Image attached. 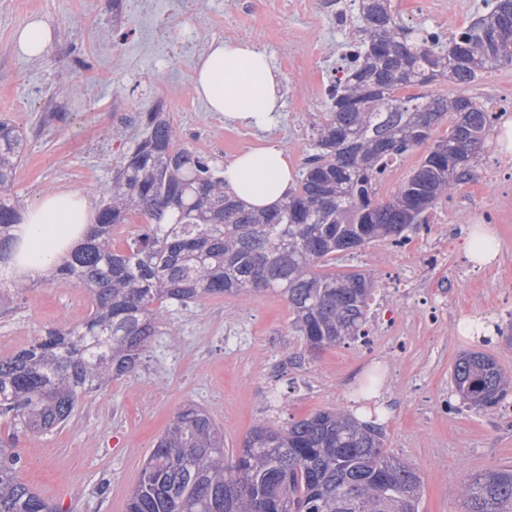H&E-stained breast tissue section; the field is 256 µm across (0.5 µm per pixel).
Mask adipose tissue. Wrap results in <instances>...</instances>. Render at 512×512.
I'll return each mask as SVG.
<instances>
[{
  "label": "adipose tissue",
  "mask_w": 512,
  "mask_h": 512,
  "mask_svg": "<svg viewBox=\"0 0 512 512\" xmlns=\"http://www.w3.org/2000/svg\"><path fill=\"white\" fill-rule=\"evenodd\" d=\"M195 95L226 122L251 128L273 124L282 107L280 78L265 51L248 40H215L199 56L192 76ZM295 164L280 145L267 142L241 152L224 166V183L256 209L280 205L295 187ZM96 215L88 198L56 191L28 206L14 230L17 254L8 274L38 279L82 241Z\"/></svg>",
  "instance_id": "ef3b65f1"
}]
</instances>
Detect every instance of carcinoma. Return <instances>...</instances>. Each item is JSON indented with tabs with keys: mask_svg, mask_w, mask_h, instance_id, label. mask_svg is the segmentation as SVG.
Here are the masks:
<instances>
[{
	"mask_svg": "<svg viewBox=\"0 0 512 512\" xmlns=\"http://www.w3.org/2000/svg\"><path fill=\"white\" fill-rule=\"evenodd\" d=\"M448 42L412 34L393 0H360L359 52L312 126L316 149L298 184L270 211L248 210L224 190L221 167L178 144L179 130L145 113L146 136L116 171L86 240L54 279L86 292L87 319L48 328L0 356V418L15 430L48 431L83 398L133 372L151 338L171 327L166 304L277 291L291 331L312 351L366 335L376 281L365 273L326 274L336 243L393 242L472 175V144L485 145L489 111L460 92L491 70L512 68V0ZM448 123V135L428 143ZM429 145L427 155L383 200L375 181L387 163ZM26 146L22 130L0 121V271L13 254L19 208L10 189ZM138 216L141 233L125 248L114 229ZM32 287L0 277V306ZM451 382L463 405L484 410L509 396L512 379L493 356L461 353ZM384 432L345 408L318 411L274 428L259 424L235 457L224 430L202 409L177 412L145 462L126 512H419L422 478L384 448ZM464 512H512V468L469 477ZM0 512H54L21 481L19 459L0 438Z\"/></svg>",
	"mask_w": 512,
	"mask_h": 512,
	"instance_id": "carcinoma-1",
	"label": "carcinoma"
}]
</instances>
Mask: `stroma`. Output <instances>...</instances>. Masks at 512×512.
I'll return each mask as SVG.
<instances>
[{
  "mask_svg": "<svg viewBox=\"0 0 512 512\" xmlns=\"http://www.w3.org/2000/svg\"><path fill=\"white\" fill-rule=\"evenodd\" d=\"M0 0V120L23 127L27 147L13 194L28 206L43 193L63 189L99 204L102 191L130 155L143 128L139 113L167 114L181 142L198 154L229 161L272 140L303 165L313 152L311 125L323 110L322 88L343 64L358 36L359 20L329 30L325 0H309L310 17L271 10L255 17L247 0H154L153 23L166 39L162 57L140 47L142 20L132 0ZM405 25L452 28L453 0H395ZM54 31L37 61L18 54L12 34L31 16ZM247 39L264 50L281 76L283 108L277 122L258 130L226 123L196 97L191 75L203 47L215 39ZM318 53L323 64L299 81L282 43ZM80 95L68 93L69 84ZM457 195L498 207L490 230L500 243L495 264L467 257L463 212L438 233L448 240L444 265L420 273L421 295L385 298L382 307L406 328L403 353L391 337L371 346L355 342L309 352L290 330L282 296L265 291L234 299L207 297L171 306L176 335L152 338L136 370L87 397L76 415L46 434H21L15 442L20 477L58 512H125L127 497L158 437L188 404L205 410L224 429V453L235 455L249 430L274 427L340 406L389 410L381 423L385 446L413 464L423 479L420 512H461V487L472 475L512 467V406L463 407L450 380L465 350L493 354L512 376V187L462 185ZM411 255L384 242L337 255L328 274L407 271ZM441 287L455 305L448 321L432 328L425 318V290ZM84 290L72 283L39 280L0 315V348L12 353L40 329L69 326L89 314ZM493 317L502 330L486 343L460 334L458 320Z\"/></svg>",
  "mask_w": 512,
  "mask_h": 512,
  "instance_id": "35a3bbf8",
  "label": "stroma"
}]
</instances>
